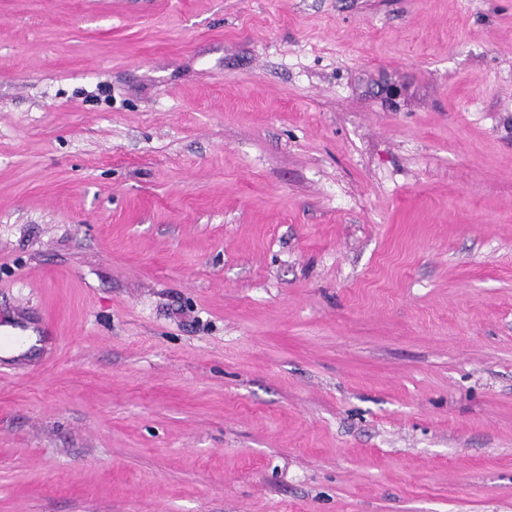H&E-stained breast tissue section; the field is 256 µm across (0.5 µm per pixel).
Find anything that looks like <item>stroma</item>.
Instances as JSON below:
<instances>
[{
	"instance_id": "stroma-1",
	"label": "stroma",
	"mask_w": 512,
	"mask_h": 512,
	"mask_svg": "<svg viewBox=\"0 0 512 512\" xmlns=\"http://www.w3.org/2000/svg\"><path fill=\"white\" fill-rule=\"evenodd\" d=\"M0 512H512V0H0Z\"/></svg>"
}]
</instances>
